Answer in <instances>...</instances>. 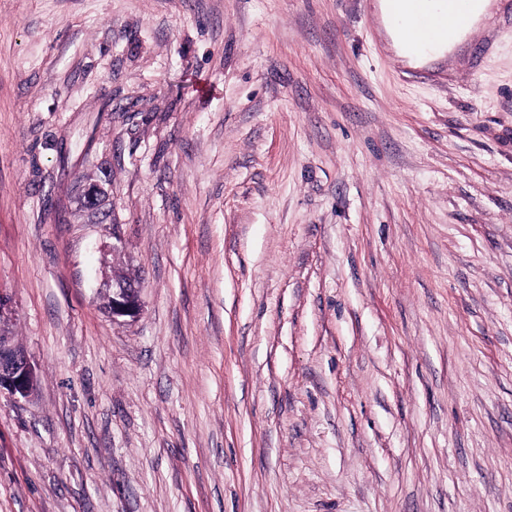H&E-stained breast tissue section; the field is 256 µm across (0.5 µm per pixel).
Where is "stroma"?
<instances>
[{"label":"stroma","instance_id":"stroma-1","mask_svg":"<svg viewBox=\"0 0 512 512\" xmlns=\"http://www.w3.org/2000/svg\"><path fill=\"white\" fill-rule=\"evenodd\" d=\"M380 2L0 0V512H512V0ZM446 9L436 24L428 14V0H406L411 18L403 27L406 39L416 48H424L435 38L450 40L470 21L471 0H444ZM491 0H478L473 2V17L470 24L467 26L465 31L461 36H459L452 45L448 48V45L436 43L434 47V51L427 55H417L414 53L410 45L406 40H404L400 33V25L396 21L394 24V28L389 30V35L392 40V43L396 49H398L402 54L409 57L413 62H419L424 56H442L447 50L450 52L456 45L462 43L466 39V37L470 34H473L477 31L476 24L479 23L485 16L491 14L495 5L490 2ZM109 309L112 317L135 318L140 309L139 288L134 283H113ZM7 305L6 297L0 293V395L7 391L11 396L26 398L37 384V375L26 352L10 341Z\"/></svg>","mask_w":512,"mask_h":512}]
</instances>
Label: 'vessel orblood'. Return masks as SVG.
<instances>
[{
  "instance_id": "1",
  "label": "vessel or blood",
  "mask_w": 512,
  "mask_h": 512,
  "mask_svg": "<svg viewBox=\"0 0 512 512\" xmlns=\"http://www.w3.org/2000/svg\"><path fill=\"white\" fill-rule=\"evenodd\" d=\"M409 2L411 17L403 28L406 39L422 48L436 38H453L470 21L471 0H446V9L438 22H431L428 0H392L391 16H399L402 2Z\"/></svg>"
}]
</instances>
